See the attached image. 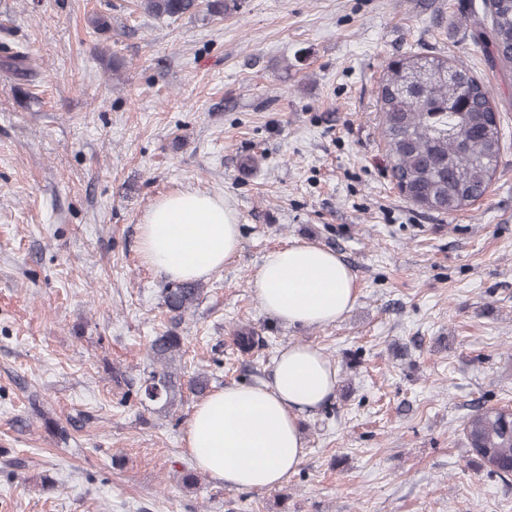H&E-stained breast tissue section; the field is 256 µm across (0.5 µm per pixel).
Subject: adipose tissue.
Wrapping results in <instances>:
<instances>
[{
  "label": "adipose tissue",
  "mask_w": 512,
  "mask_h": 512,
  "mask_svg": "<svg viewBox=\"0 0 512 512\" xmlns=\"http://www.w3.org/2000/svg\"><path fill=\"white\" fill-rule=\"evenodd\" d=\"M241 226L222 196L182 191L157 200L140 226L144 262L173 281L201 280L238 254ZM251 290L263 308L300 326L335 324L358 298L356 278L336 253L290 243L262 259ZM336 391V368L316 346H285L271 373L229 383L196 403L184 443L197 467L224 487L280 486L306 455L301 420Z\"/></svg>",
  "instance_id": "1"
}]
</instances>
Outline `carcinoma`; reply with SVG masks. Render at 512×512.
Here are the masks:
<instances>
[{
  "instance_id": "obj_1",
  "label": "carcinoma",
  "mask_w": 512,
  "mask_h": 512,
  "mask_svg": "<svg viewBox=\"0 0 512 512\" xmlns=\"http://www.w3.org/2000/svg\"><path fill=\"white\" fill-rule=\"evenodd\" d=\"M156 17L219 16L236 9L232 0H141ZM488 20L489 57L512 68V0H491ZM9 69L35 73L32 57L21 44L0 49ZM386 158L393 178L409 201L441 212L460 210L484 196L501 151L498 112L487 86L475 76L452 70L439 56L411 55L389 66L379 92ZM204 293L200 282H177L162 289V302L174 319L189 313ZM233 342L243 354L263 350L265 337L240 327ZM181 337L167 331L147 350L151 371L144 396L167 409L183 397L175 362ZM461 432L480 470L489 477H512V410L483 407L464 419Z\"/></svg>"
}]
</instances>
